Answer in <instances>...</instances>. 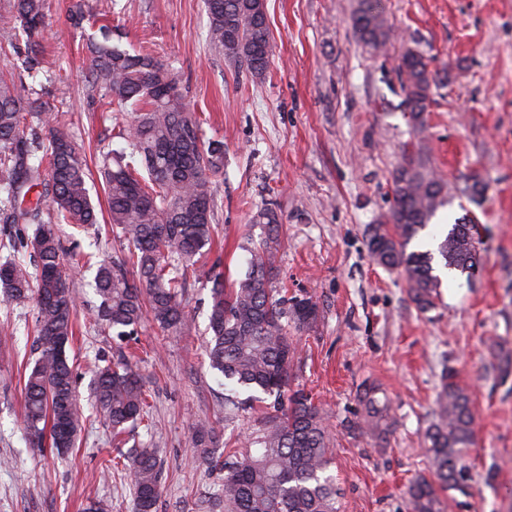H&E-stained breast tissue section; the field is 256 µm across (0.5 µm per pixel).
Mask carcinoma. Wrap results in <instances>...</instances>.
<instances>
[{
  "label": "carcinoma",
  "instance_id": "obj_1",
  "mask_svg": "<svg viewBox=\"0 0 512 512\" xmlns=\"http://www.w3.org/2000/svg\"><path fill=\"white\" fill-rule=\"evenodd\" d=\"M210 43L253 76L266 73L274 56L265 0H205ZM11 31V47L24 49L22 69L36 79L45 69L51 35L46 0H12L0 17ZM356 38L374 52L392 38L379 0H358L352 15ZM67 29L82 34L89 51V83L107 104L134 112L117 127L127 155L104 161L100 176L109 223L125 245L121 259L96 262L97 317L121 340L138 335L145 315L165 330L188 328L180 295L194 258L212 246L215 178L224 170V142L205 137L202 123L182 96L171 65L112 38L96 26L84 0H70ZM402 105L416 125L433 101L439 75L427 57L408 47L397 65ZM87 162L58 113L24 78L0 77V224L18 226L14 247L31 249L34 263L0 262V294L34 299L37 357L23 379V427L34 448L44 441L66 451L75 447L85 414L66 345L76 333L77 301L61 264L58 226L98 223L87 187ZM393 205L369 229L368 248L382 266L404 276L416 309H434L441 280L433 262L473 275L481 265L474 220L465 214L450 225L436 250L407 251V244L448 203V181L422 154L406 152L390 184ZM265 236L247 249L243 277L224 283L221 258L199 268L212 283L209 307V368L224 379V420L254 417L236 447L215 459L205 449L217 427L198 421L188 436L193 462L223 473L218 488L198 501L202 512H337L338 488L330 473L332 448L321 409L292 387L297 337L320 316L314 297L274 286L281 218L266 207L252 216ZM34 226L33 236L24 227ZM92 393L112 426L117 444L147 415V394L137 362L124 355L94 366ZM380 390L358 395L364 413L351 427L378 431L388 418ZM476 414L471 393L452 368L441 373L434 421L424 433L430 472L409 489V512H442L441 494L468 481L465 457L474 443ZM132 512H155L164 485L159 449L142 442L127 453Z\"/></svg>",
  "mask_w": 512,
  "mask_h": 512
}]
</instances>
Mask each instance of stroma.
Here are the masks:
<instances>
[{
	"mask_svg": "<svg viewBox=\"0 0 512 512\" xmlns=\"http://www.w3.org/2000/svg\"><path fill=\"white\" fill-rule=\"evenodd\" d=\"M121 3L123 14L109 18L113 33L176 68L207 136L224 141L214 227L227 280L245 270L243 243L264 235L253 214L273 207L282 217L275 285L305 290L319 303L318 322L299 338L293 379L326 418L338 512H408V487L429 467L421 442L446 366L471 391L477 420L470 479L445 498L443 512H512V374L495 367L499 349L512 351V0H383L394 36L378 53L353 33L356 0H266L275 53L260 78L210 45L203 0ZM68 6L51 0L49 71L35 87L65 113L93 167L101 151L123 150L111 130L130 114L92 92L86 50L63 31ZM409 46L446 78L419 127L401 106L396 77ZM406 147L424 153L451 197L412 248H436V235L467 210L483 241L479 272L444 275L438 305L425 314L410 301L401 273L374 262L367 247L369 227L393 204L391 175ZM476 177L487 190L473 203L466 187ZM88 186L98 224L78 235L67 225L61 230L82 326L66 355L78 369L86 426L67 455L30 445L21 374L34 358L33 304L0 300V333L16 339L0 343V512H82L89 498L130 512L129 471L113 464L122 451L89 388L98 359L127 346L96 321L94 273L79 261L89 253L117 258L121 246L99 178ZM183 299L188 329L168 332L148 319L138 341L150 402L149 425L138 433L162 450L157 512H197L199 498L215 487L187 444L194 423H218L219 450L247 428L225 421L224 387L204 354L209 284L187 276ZM367 384L379 387L390 409L380 436L348 428L362 412L357 394Z\"/></svg>",
	"mask_w": 512,
	"mask_h": 512,
	"instance_id": "obj_1",
	"label": "stroma"
}]
</instances>
